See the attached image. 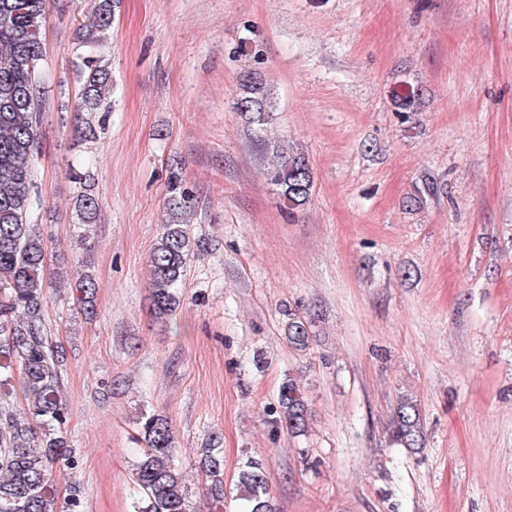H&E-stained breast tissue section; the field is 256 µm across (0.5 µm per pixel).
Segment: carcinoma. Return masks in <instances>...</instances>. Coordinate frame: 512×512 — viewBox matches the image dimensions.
Segmentation results:
<instances>
[{
	"label": "carcinoma",
	"instance_id": "obj_1",
	"mask_svg": "<svg viewBox=\"0 0 512 512\" xmlns=\"http://www.w3.org/2000/svg\"><path fill=\"white\" fill-rule=\"evenodd\" d=\"M117 0H94L89 16L78 29L82 49L83 82L78 112L100 110L112 91V72L93 52L112 26ZM47 0H0V512H83L79 483L58 500L54 472L73 469L77 460L64 425L68 405L60 383L63 353L54 348L44 314L47 290L61 273L47 268L48 238L36 221L42 203L35 191L33 158L38 144L46 94L39 73L45 47L42 30ZM242 95L236 109L253 128H267L273 102L257 72L241 79ZM392 101L401 123L410 122L423 98L419 87L403 81L393 87ZM80 183L75 209L82 224L96 221L101 203L84 174L70 172ZM267 176L290 210L305 206L314 188L308 158L284 145L277 146ZM440 195V186L428 178L416 188L411 202ZM194 197L181 185L178 168L170 169L166 212L168 219L150 253L152 316L165 322L180 304L179 288L187 264L203 245L191 238L188 217ZM76 308L91 317L96 311V282L88 262L79 259L72 272ZM285 335L296 349L310 344L309 323L298 310L284 309ZM20 397L25 415L9 410L6 402ZM274 423L291 436L307 432L309 411L301 386L294 379L282 383ZM142 453L133 464V512H197L192 491L177 464V446L169 419L161 414L136 417ZM388 439L403 448H421L424 433L418 404L403 398L388 423ZM197 464L208 480L211 512L224 507V451L221 437L209 434L197 449ZM242 512H275L269 495V477L262 461L249 458L238 473Z\"/></svg>",
	"mask_w": 512,
	"mask_h": 512
}]
</instances>
